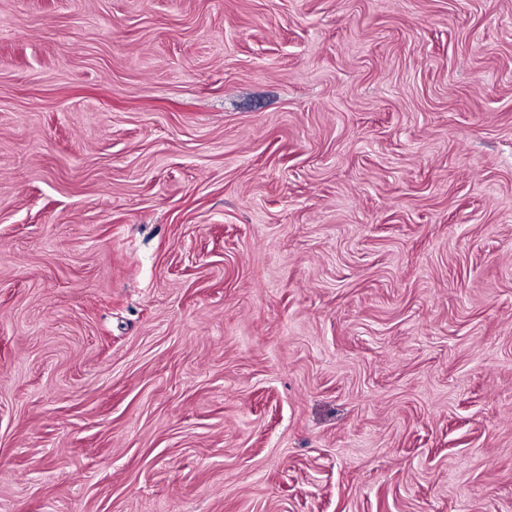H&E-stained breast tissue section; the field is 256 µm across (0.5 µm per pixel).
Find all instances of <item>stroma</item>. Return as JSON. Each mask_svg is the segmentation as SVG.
<instances>
[{
	"instance_id": "35a3bbf8",
	"label": "stroma",
	"mask_w": 512,
	"mask_h": 512,
	"mask_svg": "<svg viewBox=\"0 0 512 512\" xmlns=\"http://www.w3.org/2000/svg\"><path fill=\"white\" fill-rule=\"evenodd\" d=\"M0 512H512V0H0Z\"/></svg>"
}]
</instances>
